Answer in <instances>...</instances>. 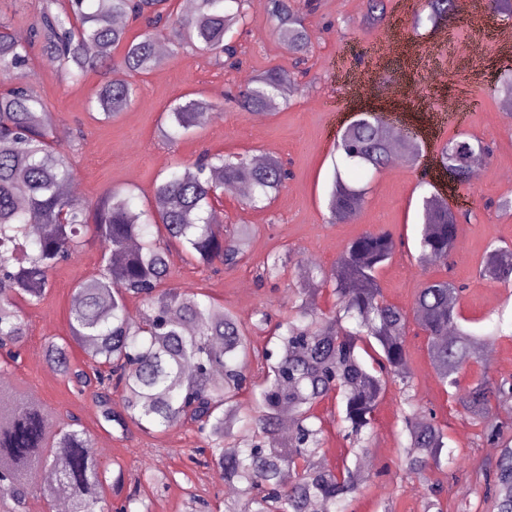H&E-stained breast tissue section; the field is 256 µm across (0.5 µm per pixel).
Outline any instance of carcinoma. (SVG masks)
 <instances>
[{
  "label": "carcinoma",
  "instance_id": "cac0c4a2",
  "mask_svg": "<svg viewBox=\"0 0 512 512\" xmlns=\"http://www.w3.org/2000/svg\"><path fill=\"white\" fill-rule=\"evenodd\" d=\"M426 16L436 25L456 8V0H425ZM248 0H196L195 11L173 17L172 0H45L27 40L17 39L0 21V374L20 357L27 338L22 305L46 297L53 270L78 259L88 244L102 245L101 263L74 288L80 303L68 321V336L47 340L49 365L87 394L101 429L125 435L135 426L160 435L189 424L199 439L191 459L236 488L224 512H346V505L368 476L347 464L329 466L320 455L324 426L317 407L340 403L338 435L352 448L368 447L377 408L389 384L399 386L407 444L402 448L407 479L427 481L441 464L447 435L415 390L406 336L415 318L427 340L431 366L460 412L481 426L480 437L500 448L493 480L487 483L490 512H512V435L495 424V409L512 412V378L489 376L485 353L492 334L464 325L462 287L446 278H428L415 295L412 311L384 298L379 273L402 246L388 230H369L351 240L328 268L310 265L288 311L273 320L260 305L245 323L231 309L202 293L171 285L169 253L176 245L189 264L216 263L234 268L248 258L252 228H224V192L239 183L250 187L245 205L258 207L284 188L288 169L278 158L258 165L248 154L206 153L154 185L148 208L133 207L131 191L114 187L90 205L64 196L59 186L74 180L65 147L76 143L57 122L27 72L30 52L40 44L55 76L80 85L90 73L100 76L89 101L103 119L118 117L136 94L132 77L165 64L157 52L165 41L169 55L192 50L217 64H241L238 45L227 38L249 19ZM142 32L129 37L128 25ZM264 19L286 52L300 62L310 51L308 30L293 0H265ZM297 75L273 67L231 95L243 111L266 110L288 101ZM218 118L212 104L192 98L164 113L167 139L196 132ZM470 146L489 153L482 142L457 135L439 150L451 179L465 184L455 149ZM338 160L327 197L330 223L353 219L365 192L355 180L382 171L393 155L386 122L361 115L340 133ZM37 214L46 231L30 232ZM460 224L448 201L437 193L424 198L419 262L447 263L459 242ZM288 255L269 252L258 281L279 279ZM480 275L512 281V247L487 252ZM328 292L336 304L325 311ZM137 298L135 315L128 300ZM266 333L271 348L261 354V371L250 369L252 336ZM84 366L71 363V349ZM473 373L472 381L460 377ZM119 396L122 406H112ZM293 414L284 444L278 442L282 410ZM92 437L75 417L60 420L40 400L21 389L0 387V512H27L30 497L45 507L68 505V512H107V496L117 512H149L137 492H125L122 465L116 473L88 455ZM47 470L54 479H41Z\"/></svg>",
  "mask_w": 512,
  "mask_h": 512
}]
</instances>
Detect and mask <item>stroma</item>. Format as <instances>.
I'll return each instance as SVG.
<instances>
[{
    "instance_id": "35a3bbf8",
    "label": "stroma",
    "mask_w": 512,
    "mask_h": 512,
    "mask_svg": "<svg viewBox=\"0 0 512 512\" xmlns=\"http://www.w3.org/2000/svg\"><path fill=\"white\" fill-rule=\"evenodd\" d=\"M384 4L382 21L366 28L360 21L367 0H297L310 37V53L300 66L297 93L262 119L238 110L227 95L260 71L292 65L263 20V0H250L254 21L239 37V67H224L198 53L181 52L161 69L137 76L134 103L108 123L88 108L99 82L97 74H89L82 85H68L52 76L41 49H33L29 70L38 92L67 128L83 134L79 150L69 155L76 194L93 202L109 189L130 187L140 208L162 174L176 163L195 160L203 151L274 155L286 163L291 176L268 207H245L241 194L235 192L223 199L225 222L251 224L256 229L246 263L213 272L187 264L175 248L170 253L175 286L209 295L245 320L263 303L277 313L287 307L292 289L300 283V265L331 266L350 240L367 230L384 229L405 242L380 273L386 300L412 308L424 280L447 277L465 286L460 308L471 328L492 331L498 312L512 314V283H496L479 275L489 245H512V210L496 207L498 200L512 198V122L499 111L500 97L489 91L504 73L512 72V58L503 56L493 36L494 28L507 20L493 12L489 0H458L454 27L417 28L414 15L423 0H384ZM367 71L397 79L400 95L387 98L362 87L360 77ZM187 96L217 103L221 116L205 130L169 142L161 134L162 115ZM451 96L464 101V111L447 113L440 131L424 138L425 149L418 160L378 173L354 220L328 223L331 159L337 136L352 112L380 111L406 131H422L436 107ZM459 133L490 143L492 155L479 179L456 187L437 166L436 156L438 146ZM434 192L451 202L468 201V219L444 266L417 260L422 198ZM283 247L289 248L291 261L278 285L258 286L259 263L268 252ZM100 262V246L86 247L78 260L52 272L46 298L26 307L28 337L9 372L12 386L41 399L60 418L77 416L94 444L106 448L102 463L117 461L125 466L127 487L145 492L150 512H186L192 495L212 503L224 500L223 484L213 479L211 471L194 467L185 454L195 445L191 428L177 426L155 437L134 428L124 436L108 434L97 423L90 397L77 395L71 383L48 367L44 343L52 336H67L73 290L79 280L97 271ZM407 346L417 393L448 427L453 462L429 472L431 482L443 487L444 512H458L464 503L481 504L479 474L491 468L499 450L480 439L479 427L457 412L439 385L426 338L418 327H411ZM402 411L397 388L389 387L377 409L369 447L357 459L372 478L350 503L349 512H383L387 507L392 512H421L419 487L403 474ZM146 469L175 475L176 480L164 487L141 484Z\"/></svg>"
}]
</instances>
